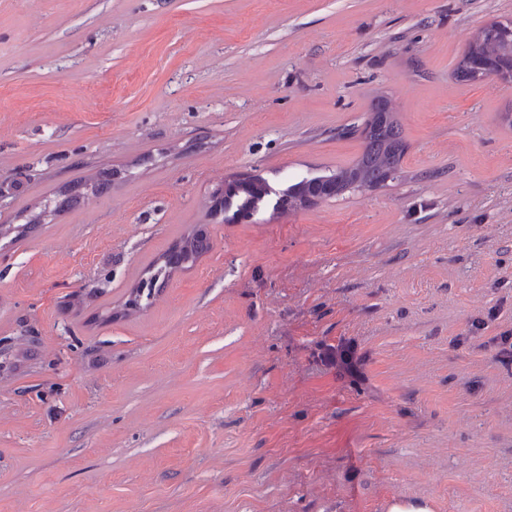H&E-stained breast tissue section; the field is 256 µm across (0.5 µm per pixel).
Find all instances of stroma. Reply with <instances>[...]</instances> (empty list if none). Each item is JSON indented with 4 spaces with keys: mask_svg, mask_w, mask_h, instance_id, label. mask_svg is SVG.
Instances as JSON below:
<instances>
[{
    "mask_svg": "<svg viewBox=\"0 0 512 512\" xmlns=\"http://www.w3.org/2000/svg\"><path fill=\"white\" fill-rule=\"evenodd\" d=\"M494 20L512 0H0V223L129 172L0 239V512H512V84L453 75ZM381 98L395 179L209 215L236 175L351 165ZM196 224L212 250L121 317ZM123 178L125 175L121 170L110 169L93 178L73 180L62 186L55 192L54 198L49 200L53 203L52 210L55 213H63L75 208L89 196H100L106 193L112 187V182Z\"/></svg>",
    "mask_w": 512,
    "mask_h": 512,
    "instance_id": "obj_1",
    "label": "stroma"
}]
</instances>
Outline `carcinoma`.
<instances>
[{"instance_id":"cac0c4a2","label":"carcinoma","mask_w":512,"mask_h":512,"mask_svg":"<svg viewBox=\"0 0 512 512\" xmlns=\"http://www.w3.org/2000/svg\"><path fill=\"white\" fill-rule=\"evenodd\" d=\"M501 72L502 78L512 81V21H494L482 28L470 41L455 68L456 79L476 82L483 74L475 67V60ZM362 152L349 167L335 172L304 178L289 185L276 195L274 209L294 211L310 206L316 190L329 186L333 197L339 198L366 188L376 187L395 177L401 167L406 141L401 125L388 102L377 101L361 130ZM123 172L107 170L93 178H80L62 186L51 199L53 211L63 213L77 207L89 196L106 193L112 182L122 178ZM271 188L258 176L234 180L216 188L211 199L215 208L226 210L238 200L237 209H256L270 196ZM43 213L33 214L22 225L0 224V237L9 235L24 238L36 225L42 223ZM212 248L207 231L194 227L184 233L169 249L150 261L141 276L130 288L124 303V315L131 316L152 304L156 291L163 288L179 270L193 267Z\"/></svg>"}]
</instances>
